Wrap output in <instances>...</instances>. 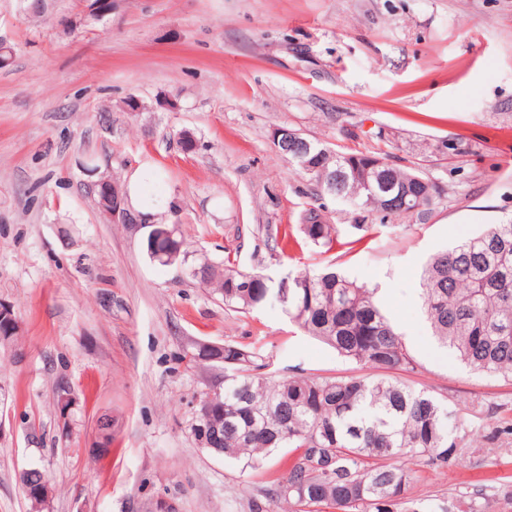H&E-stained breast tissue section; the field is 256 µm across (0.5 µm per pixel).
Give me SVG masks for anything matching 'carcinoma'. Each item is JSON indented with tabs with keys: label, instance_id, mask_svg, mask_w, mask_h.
<instances>
[{
	"label": "carcinoma",
	"instance_id": "carcinoma-1",
	"mask_svg": "<svg viewBox=\"0 0 512 512\" xmlns=\"http://www.w3.org/2000/svg\"><path fill=\"white\" fill-rule=\"evenodd\" d=\"M384 159L378 153H335L317 143L301 157L288 155L320 194L346 200L357 211L378 213L380 183L354 174ZM382 179L394 190L422 199L425 217L444 188L415 168L386 163ZM272 250L285 257L312 244L349 250L363 237L344 240L322 210L311 207L303 223L271 234ZM192 274L215 286L224 307L249 314L279 298L282 281L242 271L229 259L197 262ZM289 318L307 335L373 374L315 379L275 378L254 348L224 342V387L210 404L220 427L218 449L206 452L260 471L286 449L288 470L269 474L249 500L251 512L286 505L292 512H486L484 490L430 494L416 491L423 473L448 471L476 452L465 422L448 424V404L431 391L395 377L418 362L402 334L379 306L377 289L327 268L287 276ZM424 310L432 335L477 373L512 384V220L488 224L427 260L421 276Z\"/></svg>",
	"mask_w": 512,
	"mask_h": 512
}]
</instances>
